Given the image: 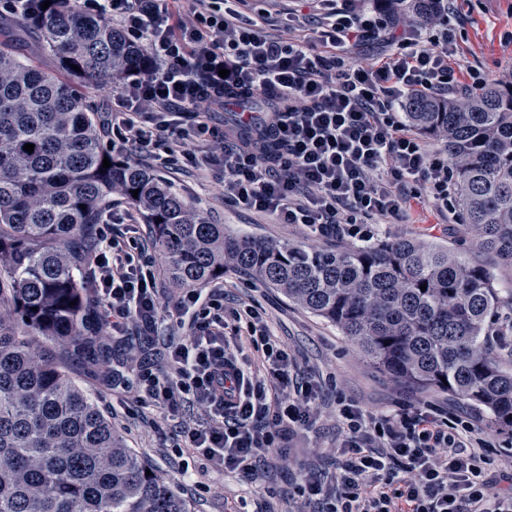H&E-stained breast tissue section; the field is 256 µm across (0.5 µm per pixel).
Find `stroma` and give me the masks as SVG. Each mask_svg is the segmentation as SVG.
I'll return each instance as SVG.
<instances>
[{"mask_svg":"<svg viewBox=\"0 0 512 512\" xmlns=\"http://www.w3.org/2000/svg\"><path fill=\"white\" fill-rule=\"evenodd\" d=\"M456 17L457 54L453 61L465 92L470 72H480L493 80L512 70V0H448ZM239 11L262 12L268 19V32L275 37L314 38L323 10L319 0H240ZM137 165L164 179L196 211L227 232L282 244L331 250L349 244L347 234L322 236L302 224H281L272 216L238 205L224 196L222 175L215 168L179 164L166 169L153 154L138 157ZM407 204L396 217H375L370 226L376 242L410 239L448 246L464 252L468 261L488 267L498 292V312L485 329L489 352L507 370L512 369V335L502 330L512 325V268L500 266L494 258L477 250L457 217L438 209L426 198L405 187ZM227 305L239 301L253 303L263 311L274 338L284 344L294 362L298 381L317 382L319 415L297 436L285 442L282 452L258 466L253 483L239 481L202 468L186 448L181 425L199 427L206 417L187 402L176 416H165L156 408L135 380L140 366L153 370L164 367V341L185 335L177 317L166 318L157 333L143 334L130 327V339L145 338L144 347L114 350L112 366L117 374L111 385L92 381L79 362H72L71 375L96 401L112 427L123 436L145 462L178 493L190 498L194 512H320V501L299 494L302 475H309L331 486L336 473V447L343 429L336 417L338 402L359 405L375 415L401 414L429 405L448 419L471 422L476 432L489 434L488 473L501 478L502 489L512 488L503 481L504 465L512 460V431L498 429L489 411L447 392L399 382L373 365L340 330L289 300L278 289L265 286L253 276L235 269L224 272Z\"/></svg>","mask_w":512,"mask_h":512,"instance_id":"35a3bbf8","label":"stroma"}]
</instances>
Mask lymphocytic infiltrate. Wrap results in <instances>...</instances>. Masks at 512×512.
<instances>
[{
	"label": "lymphocytic infiltrate",
	"instance_id": "lymphocytic-infiltrate-1",
	"mask_svg": "<svg viewBox=\"0 0 512 512\" xmlns=\"http://www.w3.org/2000/svg\"><path fill=\"white\" fill-rule=\"evenodd\" d=\"M81 0L84 11L119 22L147 48L144 71L112 100L99 130L126 159L165 148L208 167L221 165L224 193L245 208L314 231L347 227L367 238L375 215L406 204L396 184L410 183L441 209L454 208L447 154L428 152L403 118L415 96H441L458 85L452 65L455 30L448 0H425L423 20L400 23L397 0L373 10L342 0L321 34L325 52L305 41L270 37L261 17H242L234 0ZM389 29L392 53L352 61L351 44ZM227 77H220V70ZM273 94L264 137H249L256 117L236 113L217 128L224 92ZM121 242L100 232L91 280L113 335L128 323L156 330L165 313L153 266L115 258ZM188 334L168 345L165 370H142L149 397L175 412L192 400L210 415L183 434L206 467L252 480L279 442L311 423L317 391L298 384L287 349L270 338L257 306L234 311L245 333H226L221 287L189 289L174 305ZM259 349L257 359L245 347ZM337 415L345 436L336 453V487L304 478L300 491L322 497L321 512H512V492H499L484 469L486 440L463 420L431 408L375 417L351 403Z\"/></svg>",
	"mask_w": 512,
	"mask_h": 512
}]
</instances>
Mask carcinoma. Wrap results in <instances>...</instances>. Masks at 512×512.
<instances>
[{
    "mask_svg": "<svg viewBox=\"0 0 512 512\" xmlns=\"http://www.w3.org/2000/svg\"><path fill=\"white\" fill-rule=\"evenodd\" d=\"M25 21L68 78L35 65L0 30V512H192L156 472L146 475L61 359L79 357L112 379V346L96 334L79 266L116 188L151 225L174 285L247 271L335 324L390 376L458 395L512 431V371L482 339L499 304L490 270L433 243L329 252L225 232L102 146L82 86L132 76L144 49L77 0ZM414 107L407 121L446 141L474 246L512 267V88L420 97Z\"/></svg>",
    "mask_w": 512,
    "mask_h": 512,
    "instance_id": "carcinoma-1",
    "label": "carcinoma"
}]
</instances>
